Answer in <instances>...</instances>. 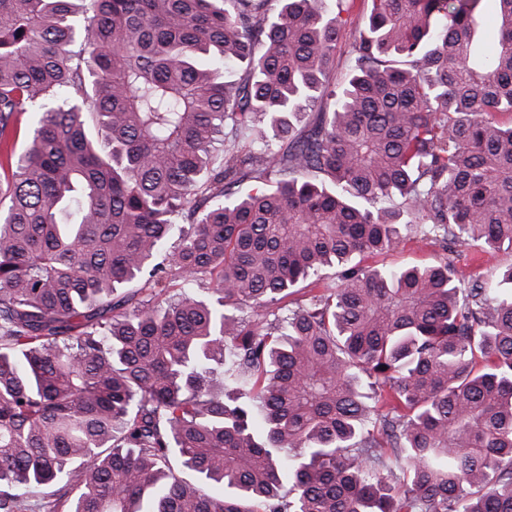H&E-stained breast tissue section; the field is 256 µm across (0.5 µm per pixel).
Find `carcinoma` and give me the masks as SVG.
Masks as SVG:
<instances>
[{
  "label": "carcinoma",
  "instance_id": "carcinoma-1",
  "mask_svg": "<svg viewBox=\"0 0 512 512\" xmlns=\"http://www.w3.org/2000/svg\"><path fill=\"white\" fill-rule=\"evenodd\" d=\"M367 1L0 0V512H512V266L350 264L512 249V0ZM363 6L359 2H356L351 19L345 26H342L337 44H336V59L334 63V70L331 78L336 82L341 80L346 72L345 65L348 57V51L352 42L353 34L355 30L363 24L364 20ZM456 252L448 254L430 240H422L415 234L407 235L394 251L376 257H357L354 263L361 260L363 265H379L386 267L428 266L437 264L445 257L454 258L457 268L465 281L482 276L493 267L505 268L512 265V250L500 251L493 258H485L482 262H474L473 248L458 247Z\"/></svg>",
  "mask_w": 512,
  "mask_h": 512
}]
</instances>
